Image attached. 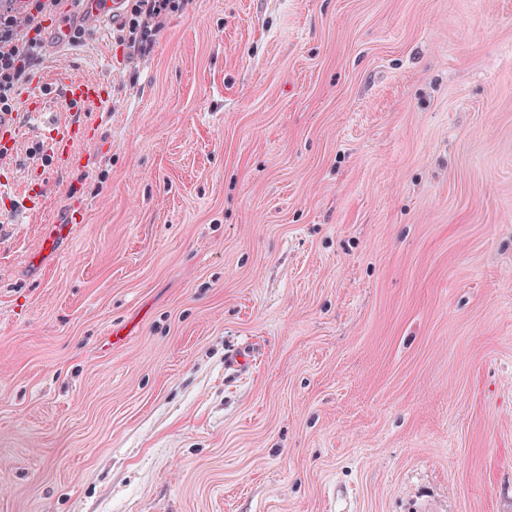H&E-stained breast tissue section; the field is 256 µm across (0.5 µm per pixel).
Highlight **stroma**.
<instances>
[{"label": "stroma", "instance_id": "35a3bbf8", "mask_svg": "<svg viewBox=\"0 0 512 512\" xmlns=\"http://www.w3.org/2000/svg\"><path fill=\"white\" fill-rule=\"evenodd\" d=\"M70 36L101 138L0 162L46 196L0 222V512H512V0ZM78 216H81V211L74 210L68 215V223L55 224V229L42 240L40 250L33 259L40 257L43 252L48 254L58 251L63 243V240L68 235L69 229L71 227L70 224H77Z\"/></svg>", "mask_w": 512, "mask_h": 512}]
</instances>
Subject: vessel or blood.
Masks as SVG:
<instances>
[{
	"instance_id": "1",
	"label": "vessel or blood",
	"mask_w": 512,
	"mask_h": 512,
	"mask_svg": "<svg viewBox=\"0 0 512 512\" xmlns=\"http://www.w3.org/2000/svg\"><path fill=\"white\" fill-rule=\"evenodd\" d=\"M123 0H86L84 12L75 16L68 10H60L48 18L46 46L61 53L70 46L68 34L72 27L80 25L85 29H109L118 26L122 20ZM53 91L69 115L60 118L46 112L43 95ZM108 84L78 76L72 69L62 66L54 72L37 70L19 95L20 106L11 112L0 111V161L12 156L17 142L25 134L28 125H36L42 137V147L55 170L63 171L81 163L77 143L95 139L98 128L89 114L98 110L109 98ZM43 201L39 180H32L24 189L8 191L0 187V211L10 216L37 212ZM77 213H69L68 221L56 225L40 246L42 252L58 251L67 237L71 224L77 223Z\"/></svg>"
}]
</instances>
